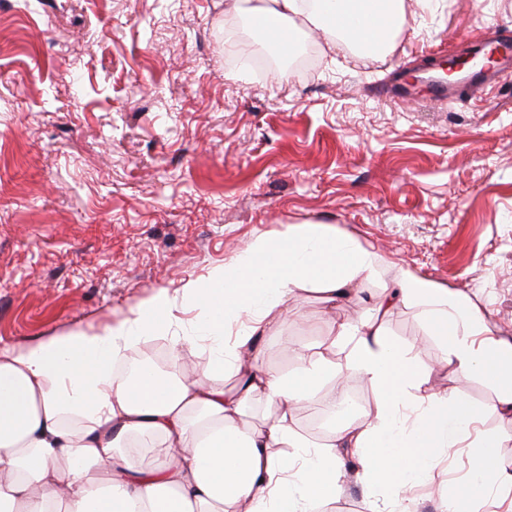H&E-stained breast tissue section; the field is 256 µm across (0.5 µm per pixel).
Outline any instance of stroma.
<instances>
[{
    "mask_svg": "<svg viewBox=\"0 0 512 512\" xmlns=\"http://www.w3.org/2000/svg\"><path fill=\"white\" fill-rule=\"evenodd\" d=\"M395 49L378 59L331 48L312 29L313 68L253 79L235 62L255 38L224 0H0V348L97 331L161 294L233 264L256 238L324 224L378 257L358 294L327 308L288 303L261 340L264 366L295 374L286 344L345 363L329 318L371 312L402 273L468 294L493 335L512 341V69L480 96L436 98L432 59L512 36V0H405ZM387 336L428 365L423 387L451 392L497 437V480L512 476V426L493 387L461 381L435 337L400 306ZM361 408L360 377L318 388L295 414L323 443L316 407L340 392ZM474 453L413 489L443 512L436 484L468 474ZM347 462L334 512H367Z\"/></svg>",
    "mask_w": 512,
    "mask_h": 512,
    "instance_id": "1",
    "label": "stroma"
}]
</instances>
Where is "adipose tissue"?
Returning <instances> with one entry per match:
<instances>
[{
    "label": "adipose tissue",
    "instance_id": "ef3b65f1",
    "mask_svg": "<svg viewBox=\"0 0 512 512\" xmlns=\"http://www.w3.org/2000/svg\"><path fill=\"white\" fill-rule=\"evenodd\" d=\"M376 11V0H263L248 15L263 38L279 34L285 54L299 17L340 43L345 25L369 43L391 38L406 19L403 0H394L387 25ZM377 265L370 250L310 224L277 242H251L233 265L188 282L177 297H156L133 319L0 349V512H328L349 456L367 480L392 490L369 512H416L414 483L452 457L480 416L458 396L423 391L425 366L387 337L382 319L400 305L417 309L453 373L492 382L494 410L512 423V343L488 334L471 298L402 274L371 317L338 324L345 365L309 353L294 379L266 371L258 344L272 320L287 318L296 292L316 288L332 305ZM177 303L197 310L209 362L183 371L177 338L167 371L147 365L136 380L120 376L136 346L167 336ZM228 370L238 378L231 387ZM351 373L376 394L371 417L341 424L325 443L301 442L298 405ZM258 401L276 405V416L241 428L238 418ZM475 446L470 475L444 500L447 512L495 492L498 442L485 434Z\"/></svg>",
    "mask_w": 512,
    "mask_h": 512
}]
</instances>
